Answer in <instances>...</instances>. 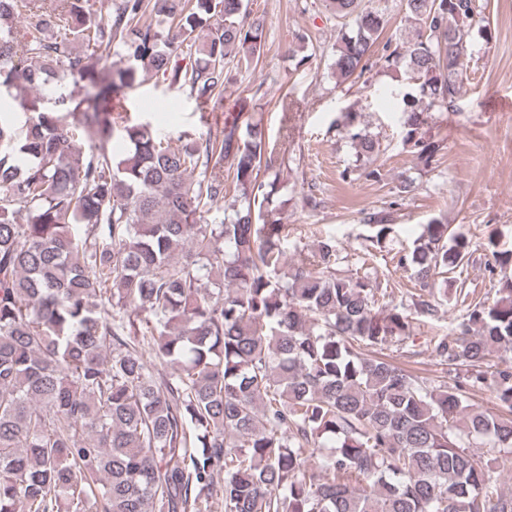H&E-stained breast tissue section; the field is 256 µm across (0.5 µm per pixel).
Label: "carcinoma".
<instances>
[{"label":"carcinoma","mask_w":512,"mask_h":512,"mask_svg":"<svg viewBox=\"0 0 512 512\" xmlns=\"http://www.w3.org/2000/svg\"><path fill=\"white\" fill-rule=\"evenodd\" d=\"M87 2L0 0V512H512V250L487 238L496 297L459 288L462 319L429 340L458 386L375 355L438 315L471 240L424 225L397 258L409 304L378 305L334 240L288 259L285 159L262 120L171 140L120 112L149 73L199 109L220 99L264 19L245 0H114L106 18ZM324 3L333 74L359 79L385 10ZM400 5L415 37L381 60L415 80L404 145L429 165L425 112L464 93L473 28L493 33L475 0ZM340 129L377 160L352 114ZM367 222L378 244L392 232L384 210ZM484 385L480 410L465 387Z\"/></svg>","instance_id":"cac0c4a2"}]
</instances>
